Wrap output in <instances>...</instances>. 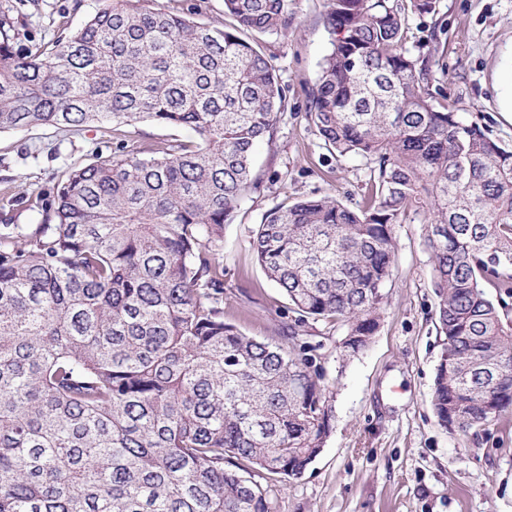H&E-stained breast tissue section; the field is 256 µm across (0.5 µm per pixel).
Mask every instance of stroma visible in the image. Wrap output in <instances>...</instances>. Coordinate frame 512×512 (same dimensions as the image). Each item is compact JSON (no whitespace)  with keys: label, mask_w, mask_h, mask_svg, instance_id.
Listing matches in <instances>:
<instances>
[{"label":"stroma","mask_w":512,"mask_h":512,"mask_svg":"<svg viewBox=\"0 0 512 512\" xmlns=\"http://www.w3.org/2000/svg\"><path fill=\"white\" fill-rule=\"evenodd\" d=\"M105 0H41L35 36L59 23L77 28ZM298 27L259 37L286 90L288 110L275 144L260 146L259 189L224 230V318L249 335L276 338L295 315L256 263L250 241L270 209L333 196L357 206L371 184L365 159L331 154L306 118L309 94L330 50L326 0H292ZM406 47L436 52L434 90L454 101L492 139L512 146V115L500 99L512 88V0H439L434 16H410ZM116 141L96 127H29L0 132V190L49 193L70 167L105 159ZM396 270L369 345L344 359L342 330L314 324L310 343L333 385L332 432L301 476L272 482L276 512H512V414L461 435L441 427L430 404L443 348L436 325L425 227L399 224Z\"/></svg>","instance_id":"35a3bbf8"}]
</instances>
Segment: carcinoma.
<instances>
[{
	"label": "carcinoma",
	"mask_w": 512,
	"mask_h": 512,
	"mask_svg": "<svg viewBox=\"0 0 512 512\" xmlns=\"http://www.w3.org/2000/svg\"><path fill=\"white\" fill-rule=\"evenodd\" d=\"M27 6L0 3V132L195 137L73 167L40 223L0 228V512H275L263 481L304 473L332 431L304 328H344L346 356L368 345L397 224L426 225L439 424L466 434L512 412V148L437 100L439 60L405 48L409 15L438 0H327L307 117L373 182L355 208L306 198L258 225L252 253L296 313L281 342L224 319V228L286 109L255 36L288 35L289 0H224L221 27L108 0L24 44ZM137 132L133 134L132 140H127V146L135 143L138 145L142 142L160 141V140H190L195 137L194 133L181 127H162L151 123H141L135 129Z\"/></svg>",
	"instance_id": "carcinoma-1"
}]
</instances>
